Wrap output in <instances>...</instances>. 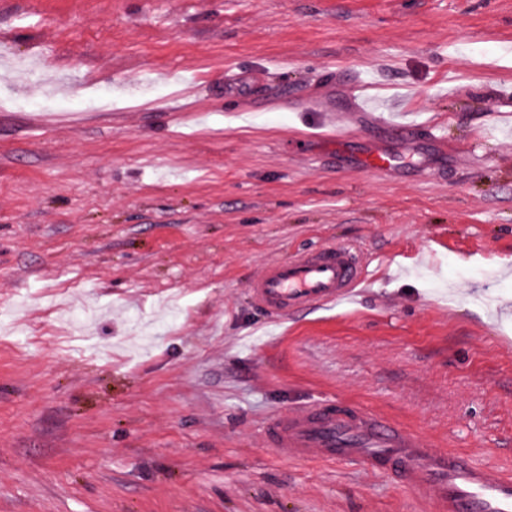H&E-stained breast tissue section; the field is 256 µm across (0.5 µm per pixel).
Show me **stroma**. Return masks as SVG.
<instances>
[{
  "label": "stroma",
  "mask_w": 512,
  "mask_h": 512,
  "mask_svg": "<svg viewBox=\"0 0 512 512\" xmlns=\"http://www.w3.org/2000/svg\"><path fill=\"white\" fill-rule=\"evenodd\" d=\"M340 100L420 168L341 169ZM329 242L353 299L251 304ZM325 397L512 472V0H0V512H428L266 449ZM368 260L352 245L328 243L267 264L248 286L251 303L273 319L335 305L368 282Z\"/></svg>",
  "instance_id": "1"
}]
</instances>
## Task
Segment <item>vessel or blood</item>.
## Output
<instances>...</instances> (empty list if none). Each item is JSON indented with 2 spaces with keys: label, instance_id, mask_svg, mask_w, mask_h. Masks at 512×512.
I'll return each instance as SVG.
<instances>
[{
  "label": "vessel or blood",
  "instance_id": "b4317fda",
  "mask_svg": "<svg viewBox=\"0 0 512 512\" xmlns=\"http://www.w3.org/2000/svg\"><path fill=\"white\" fill-rule=\"evenodd\" d=\"M346 106L329 108L326 137L336 159L354 169L390 173L403 161L379 136L352 151ZM368 281V260L351 245L328 243L267 264L248 286L251 303L274 319L337 304ZM264 444L288 460L356 465L413 490L431 512H512V475L477 465L470 455L434 448L397 422L360 404L340 399L317 402L275 415L263 431Z\"/></svg>",
  "mask_w": 512,
  "mask_h": 512
}]
</instances>
